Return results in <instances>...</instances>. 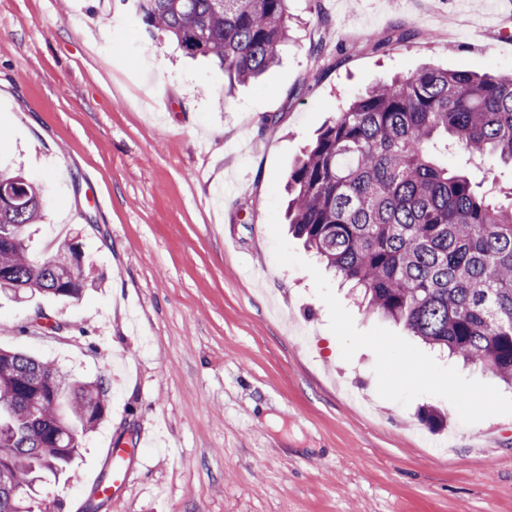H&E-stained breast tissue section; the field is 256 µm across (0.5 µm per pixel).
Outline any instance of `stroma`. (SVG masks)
<instances>
[{"label": "stroma", "mask_w": 512, "mask_h": 512, "mask_svg": "<svg viewBox=\"0 0 512 512\" xmlns=\"http://www.w3.org/2000/svg\"><path fill=\"white\" fill-rule=\"evenodd\" d=\"M126 10L0 0V158L42 188L33 251L78 244L94 280L0 297V348L107 391L46 486L61 512H512V389L368 313L285 220L292 166L376 80L512 76V5L289 0L278 63L234 87ZM448 166L512 202L511 165ZM117 443L129 479L104 496Z\"/></svg>", "instance_id": "obj_1"}]
</instances>
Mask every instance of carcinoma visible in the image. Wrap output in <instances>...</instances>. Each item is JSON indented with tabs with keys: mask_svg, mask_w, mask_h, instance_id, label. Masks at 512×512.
<instances>
[{
	"mask_svg": "<svg viewBox=\"0 0 512 512\" xmlns=\"http://www.w3.org/2000/svg\"><path fill=\"white\" fill-rule=\"evenodd\" d=\"M146 31L216 60L239 82L275 66L288 0H136ZM443 138L464 154L512 162V79L425 67L380 81L318 135L288 173V220L369 308L424 343L512 384V205L439 161ZM0 293L78 299L74 245L38 257L42 189L0 167ZM99 384L0 349V512H34L37 483L69 471L105 413Z\"/></svg>",
	"mask_w": 512,
	"mask_h": 512,
	"instance_id": "cac0c4a2",
	"label": "carcinoma"
}]
</instances>
